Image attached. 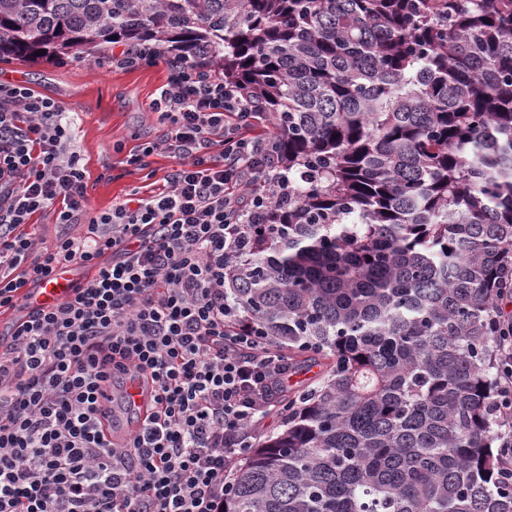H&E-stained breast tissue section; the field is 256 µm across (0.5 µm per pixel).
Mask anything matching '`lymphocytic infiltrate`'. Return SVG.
Instances as JSON below:
<instances>
[{
    "instance_id": "obj_1",
    "label": "lymphocytic infiltrate",
    "mask_w": 512,
    "mask_h": 512,
    "mask_svg": "<svg viewBox=\"0 0 512 512\" xmlns=\"http://www.w3.org/2000/svg\"><path fill=\"white\" fill-rule=\"evenodd\" d=\"M162 60L153 110L166 132L126 164L144 169L162 150L176 167L165 190L100 213L62 107L0 85V310L57 267L87 271L72 297L15 319L0 350V512H224L288 387L287 354L224 296L225 258L247 254L249 225L288 196L278 141L257 132L249 97L191 56L137 45L109 58L118 69ZM49 209L64 231L44 248L27 226ZM497 342L511 484L512 321ZM130 372L150 383L151 401L114 442L97 395Z\"/></svg>"
}]
</instances>
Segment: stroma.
<instances>
[{
  "label": "stroma",
  "instance_id": "35a3bbf8",
  "mask_svg": "<svg viewBox=\"0 0 512 512\" xmlns=\"http://www.w3.org/2000/svg\"><path fill=\"white\" fill-rule=\"evenodd\" d=\"M167 66L158 63L135 70L93 66L81 54L37 62L0 63V84H19L50 97L72 122L71 147L82 159L92 211L123 203L130 194L147 197L166 188L176 162L159 151L149 166H125L129 152L159 140L163 127L152 110L153 100L167 79Z\"/></svg>",
  "mask_w": 512,
  "mask_h": 512
}]
</instances>
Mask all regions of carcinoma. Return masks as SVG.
Segmentation results:
<instances>
[{
	"label": "carcinoma",
	"mask_w": 512,
	"mask_h": 512,
	"mask_svg": "<svg viewBox=\"0 0 512 512\" xmlns=\"http://www.w3.org/2000/svg\"><path fill=\"white\" fill-rule=\"evenodd\" d=\"M144 41L243 88L290 179L225 293L320 381L224 512H512V0H0V61ZM498 352L501 361V371L498 380V397L495 405L500 414L501 426L500 450L507 461L506 483H512V320L500 327L497 336Z\"/></svg>",
	"instance_id": "carcinoma-1"
}]
</instances>
